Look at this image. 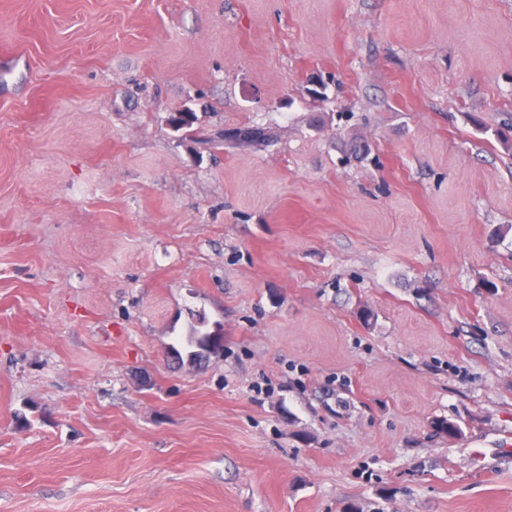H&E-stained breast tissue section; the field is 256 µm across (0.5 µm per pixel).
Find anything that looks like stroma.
<instances>
[{"mask_svg":"<svg viewBox=\"0 0 512 512\" xmlns=\"http://www.w3.org/2000/svg\"><path fill=\"white\" fill-rule=\"evenodd\" d=\"M511 124L512 0H0V512H512Z\"/></svg>","mask_w":512,"mask_h":512,"instance_id":"1","label":"stroma"}]
</instances>
